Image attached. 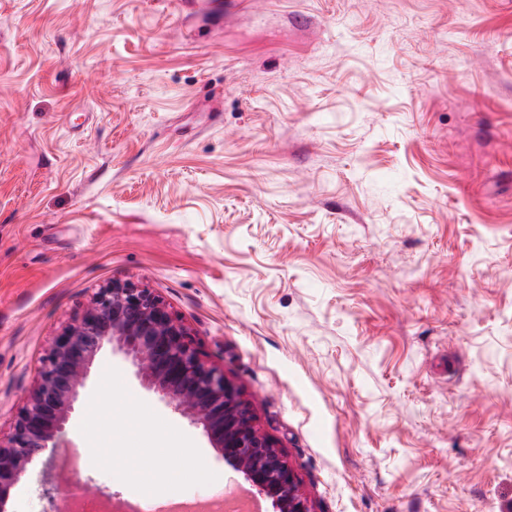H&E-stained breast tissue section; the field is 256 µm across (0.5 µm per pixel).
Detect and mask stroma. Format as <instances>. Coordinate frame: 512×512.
<instances>
[{
    "label": "stroma",
    "mask_w": 512,
    "mask_h": 512,
    "mask_svg": "<svg viewBox=\"0 0 512 512\" xmlns=\"http://www.w3.org/2000/svg\"><path fill=\"white\" fill-rule=\"evenodd\" d=\"M114 281L312 512H512V0H0L1 437ZM61 446L130 503L244 481L108 347Z\"/></svg>",
    "instance_id": "obj_1"
}]
</instances>
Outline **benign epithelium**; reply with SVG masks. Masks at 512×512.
<instances>
[{
  "label": "benign epithelium",
  "instance_id": "1",
  "mask_svg": "<svg viewBox=\"0 0 512 512\" xmlns=\"http://www.w3.org/2000/svg\"><path fill=\"white\" fill-rule=\"evenodd\" d=\"M106 346L136 368L141 381L190 423L201 428L224 463L241 473L272 512H312L293 469L256 425L250 404L224 373L200 357L184 325L147 288L114 282L98 291L59 334L39 381L19 412L7 441L0 440V512L28 467H53L90 368ZM83 488L79 476L61 486L46 481L49 512H72Z\"/></svg>",
  "mask_w": 512,
  "mask_h": 512
}]
</instances>
